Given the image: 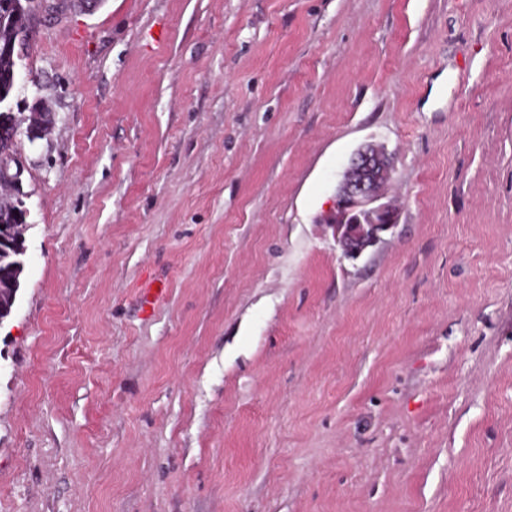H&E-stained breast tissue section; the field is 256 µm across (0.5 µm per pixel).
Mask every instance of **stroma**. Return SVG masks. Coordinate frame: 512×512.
Segmentation results:
<instances>
[{"label": "stroma", "mask_w": 512, "mask_h": 512, "mask_svg": "<svg viewBox=\"0 0 512 512\" xmlns=\"http://www.w3.org/2000/svg\"><path fill=\"white\" fill-rule=\"evenodd\" d=\"M19 71L0 512H512V0H59ZM385 157L382 150L372 146L358 149L336 190V243L348 259L360 258L369 247L381 242L383 233L397 224L395 210L388 204L379 203L380 182L389 174ZM345 209L359 210L370 219L388 213L392 219L388 224L374 220L371 224H360L353 213L346 218L345 224H339Z\"/></svg>", "instance_id": "stroma-1"}]
</instances>
